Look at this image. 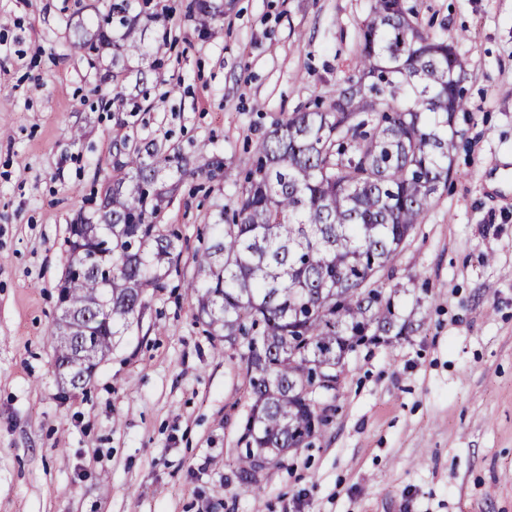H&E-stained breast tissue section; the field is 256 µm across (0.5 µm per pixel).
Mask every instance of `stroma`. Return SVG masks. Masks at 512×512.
I'll return each mask as SVG.
<instances>
[{
	"label": "stroma",
	"instance_id": "35a3bbf8",
	"mask_svg": "<svg viewBox=\"0 0 512 512\" xmlns=\"http://www.w3.org/2000/svg\"><path fill=\"white\" fill-rule=\"evenodd\" d=\"M92 2L0 0V512H512V188L487 181L512 174V0H405L468 62L448 188L388 279L418 329L349 354L320 438L249 486L245 365L184 293L233 181L179 187L178 269L82 390L53 352L67 227L111 185L117 129L242 172L273 121L343 85L371 0H223L212 37L154 0L174 46L133 112L109 56L72 46Z\"/></svg>",
	"mask_w": 512,
	"mask_h": 512
}]
</instances>
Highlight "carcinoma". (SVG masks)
Returning a JSON list of instances; mask_svg holds the SVG:
<instances>
[{
  "label": "carcinoma",
  "mask_w": 512,
  "mask_h": 512,
  "mask_svg": "<svg viewBox=\"0 0 512 512\" xmlns=\"http://www.w3.org/2000/svg\"><path fill=\"white\" fill-rule=\"evenodd\" d=\"M92 28L75 25L73 46L112 50V103L131 95L129 61L145 58L147 0H101ZM198 31L217 33L216 0H188ZM467 62L422 28L403 0H372L362 22L355 75L330 103L301 107L256 143L231 217L209 225L185 285L209 336L240 346L250 413L234 470L244 485L260 462L321 435L327 409L316 379L364 344L416 330L384 287L417 225L452 174L455 114L467 111ZM112 181L69 225L54 338L58 369L81 388L138 319L148 291L177 268V231L159 217L187 178L215 179L179 154L129 149L120 131Z\"/></svg>",
  "instance_id": "carcinoma-1"
}]
</instances>
